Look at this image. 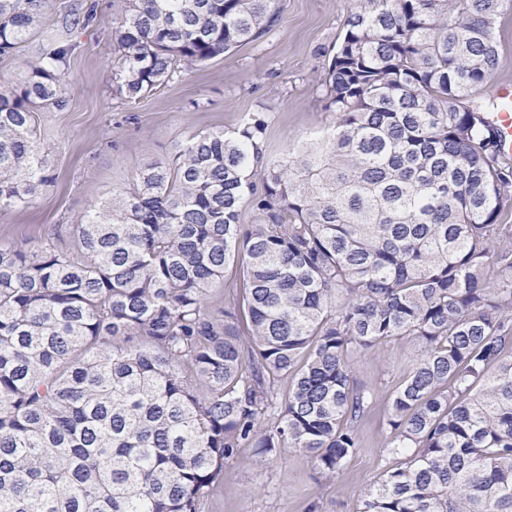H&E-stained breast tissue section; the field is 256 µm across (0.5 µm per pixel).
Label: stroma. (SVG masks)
I'll list each match as a JSON object with an SVG mask.
<instances>
[{"label": "stroma", "mask_w": 512, "mask_h": 512, "mask_svg": "<svg viewBox=\"0 0 512 512\" xmlns=\"http://www.w3.org/2000/svg\"><path fill=\"white\" fill-rule=\"evenodd\" d=\"M84 2L53 0L46 27L33 31L14 56L0 58V90L22 79L23 59L37 56L50 27ZM94 2L96 16L79 29L65 70L68 103L38 115V141L54 180L27 205L0 210V240L33 244L53 237L113 192L132 189L144 163L168 160L191 135L233 129L253 113L267 117L273 159L334 125L321 83L350 0H281L282 22L263 41L176 73L133 104L112 80L117 30L129 0ZM496 39L499 64L483 90L486 103L498 85L512 84V11L501 16ZM420 353L417 341L401 337L353 355V382L376 387L377 398L339 475L322 477L308 456L289 448L265 459L244 448L225 464L200 512H357L364 492L398 463L386 451L387 413L403 372Z\"/></svg>", "instance_id": "1"}]
</instances>
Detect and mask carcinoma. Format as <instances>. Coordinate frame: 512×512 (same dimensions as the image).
<instances>
[{
	"label": "carcinoma",
	"instance_id": "1",
	"mask_svg": "<svg viewBox=\"0 0 512 512\" xmlns=\"http://www.w3.org/2000/svg\"><path fill=\"white\" fill-rule=\"evenodd\" d=\"M51 5L0 0L1 58ZM511 10L353 0L326 140L273 161L257 113L147 162L64 239L0 241V512H199L242 448L333 477L377 397L350 360L398 336L422 346L391 397L404 460L359 512H512V158L474 100ZM95 13L0 91V209L53 181L36 115L66 106ZM281 19L279 0H132L119 90L136 101ZM231 263L238 292L216 305Z\"/></svg>",
	"mask_w": 512,
	"mask_h": 512
}]
</instances>
